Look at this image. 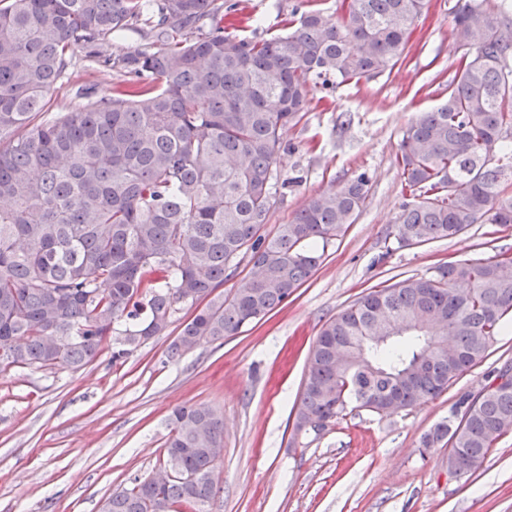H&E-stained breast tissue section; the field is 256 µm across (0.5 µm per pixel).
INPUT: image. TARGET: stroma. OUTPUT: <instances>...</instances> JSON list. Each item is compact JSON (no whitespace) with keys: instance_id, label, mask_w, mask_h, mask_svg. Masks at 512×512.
I'll return each mask as SVG.
<instances>
[{"instance_id":"1","label":"stroma","mask_w":512,"mask_h":512,"mask_svg":"<svg viewBox=\"0 0 512 512\" xmlns=\"http://www.w3.org/2000/svg\"><path fill=\"white\" fill-rule=\"evenodd\" d=\"M235 18L282 32L296 5L330 16L342 0H233ZM457 0H428L405 59L356 85L314 86L301 120L283 135L280 185L265 226L276 233L308 198L367 173L370 190L344 236L328 243L314 275L262 321L223 344H201L176 362L169 344L193 308L178 306L165 335L126 360L110 353L73 371H0V512H101L112 491L155 475L167 418L179 404L217 410L224 451L220 487L203 512H512V434L476 472L448 475V450L420 441L447 419L457 395L478 393L486 374L512 362V325L485 360L438 398L397 414L353 411L322 435L294 430L292 408L322 325L363 293L452 260L512 254V225L475 224L445 240L399 248L404 197L396 156L418 110L448 93L463 50L452 36ZM115 71L77 51L54 93L66 106L79 86L105 94Z\"/></svg>"}]
</instances>
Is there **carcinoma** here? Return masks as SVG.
I'll use <instances>...</instances> for the list:
<instances>
[{"label": "carcinoma", "mask_w": 512, "mask_h": 512, "mask_svg": "<svg viewBox=\"0 0 512 512\" xmlns=\"http://www.w3.org/2000/svg\"><path fill=\"white\" fill-rule=\"evenodd\" d=\"M426 0H350L334 18L297 6L288 32L224 29L218 0H0V371L78 370L112 344V361L162 335L176 305L205 303L169 345L176 362L238 335L285 303L353 223L369 192L361 173L312 196L273 235L283 133L311 85L392 70ZM134 31L158 49L115 55ZM461 56L448 96L403 130L398 247L453 238L473 224H512V28L488 25L484 0H458ZM116 71L101 97L55 111L52 92L75 51ZM253 268L230 295L226 271ZM512 315V257L458 260L354 300L323 324L294 430L334 425L348 409L385 414L434 399L481 364ZM122 323L120 330L115 325ZM512 433V366L454 403L422 437L467 459L464 478ZM220 415L178 405L164 443L174 477L137 480L101 512L191 510L216 494Z\"/></svg>", "instance_id": "cac0c4a2"}]
</instances>
